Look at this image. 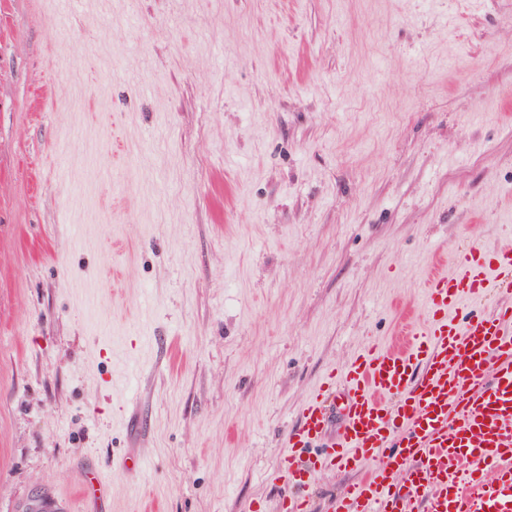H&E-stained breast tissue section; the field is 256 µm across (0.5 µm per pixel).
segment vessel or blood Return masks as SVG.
<instances>
[{"instance_id": "obj_1", "label": "vessel or blood", "mask_w": 512, "mask_h": 512, "mask_svg": "<svg viewBox=\"0 0 512 512\" xmlns=\"http://www.w3.org/2000/svg\"><path fill=\"white\" fill-rule=\"evenodd\" d=\"M491 293L500 304L479 311ZM424 304L423 325L401 347L371 344L322 375L284 437L278 472L296 494L283 512H305L316 470L365 461L372 469L331 512H412L415 502L426 512H512V239L453 249L426 280ZM469 304L476 313L457 318Z\"/></svg>"}]
</instances>
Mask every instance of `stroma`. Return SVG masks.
<instances>
[{"instance_id": "35a3bbf8", "label": "stroma", "mask_w": 512, "mask_h": 512, "mask_svg": "<svg viewBox=\"0 0 512 512\" xmlns=\"http://www.w3.org/2000/svg\"><path fill=\"white\" fill-rule=\"evenodd\" d=\"M510 235L512 0H0V512H281L323 372ZM17 512H61L54 500L41 487L36 486L20 505Z\"/></svg>"}]
</instances>
